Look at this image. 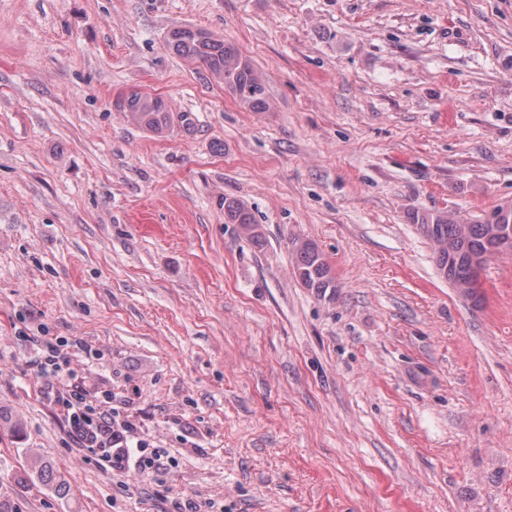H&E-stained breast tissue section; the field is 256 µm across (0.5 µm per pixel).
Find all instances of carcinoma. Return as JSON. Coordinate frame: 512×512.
<instances>
[{
	"label": "carcinoma",
	"instance_id": "obj_1",
	"mask_svg": "<svg viewBox=\"0 0 512 512\" xmlns=\"http://www.w3.org/2000/svg\"><path fill=\"white\" fill-rule=\"evenodd\" d=\"M167 47L188 62L204 67L242 104L255 111L266 107L265 78L243 59L234 45L198 29L180 28L169 33ZM113 108L158 136L176 128L185 133L195 129V119L190 113L183 112L175 117L162 98L148 93L131 91L121 94L113 101ZM415 219L428 239L444 244L435 252L438 270L447 272V280L451 283L465 282L471 279L473 258L486 259L496 251L503 252V249L495 248L491 225L512 224V207L501 206L491 213V219L471 220L464 226L440 214L417 215ZM224 223L238 224L245 232H253L251 212L238 200H224ZM293 248L296 276L305 287L319 295L326 294L334 287V279L318 247L312 242L297 240ZM32 466L42 484L50 486L57 482L52 466L41 458H33Z\"/></svg>",
	"mask_w": 512,
	"mask_h": 512
}]
</instances>
